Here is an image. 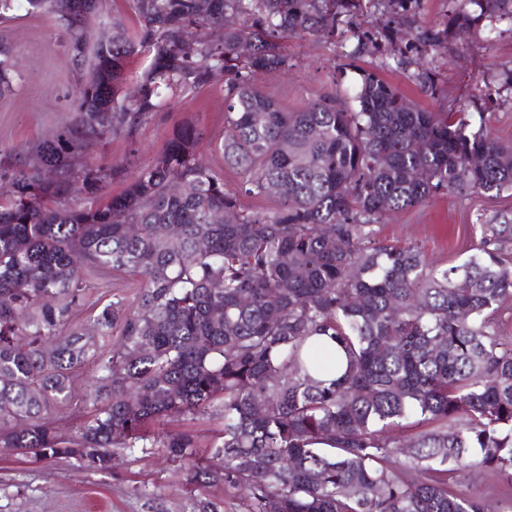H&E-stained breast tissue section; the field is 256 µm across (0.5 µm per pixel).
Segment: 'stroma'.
Returning <instances> with one entry per match:
<instances>
[{
  "label": "stroma",
  "mask_w": 512,
  "mask_h": 512,
  "mask_svg": "<svg viewBox=\"0 0 512 512\" xmlns=\"http://www.w3.org/2000/svg\"><path fill=\"white\" fill-rule=\"evenodd\" d=\"M11 15L10 21L0 22V42L10 46L13 64L12 86L0 94V172L18 168L32 146L56 139L79 120L75 105L81 73L68 61L63 29L51 15L28 13L25 0H16ZM445 38L444 48L422 55L426 66L437 72L435 96L422 93L399 71L388 72V81L431 111L482 113L485 129L512 144V87L504 83L505 73L512 71V32L496 35L483 26L471 30L452 26ZM286 49L288 70L262 76L259 83L284 107L295 110L320 95L340 94L357 85L360 69H372L392 55L394 47L380 42L378 51L357 62L310 36L289 39ZM185 124L201 134L200 159L212 168L221 167L216 144L224 135V94L214 84L188 95L169 96L164 106L147 114L130 132L87 139L72 156L71 169L77 175L89 169H117V176L104 181L99 191L101 198H109L151 163L173 131ZM503 212L512 213V191L495 198L438 195L420 208L386 216L375 232L392 245L419 246L435 263L457 265L475 253L481 225L493 223ZM78 375L80 394L53 413L56 427L66 436L76 435L94 410L84 397L94 370L85 366ZM223 426L224 416L215 407L202 415H177L152 424L150 435L192 433L199 439L197 453L204 460L211 436ZM460 486L491 496L500 512H512V486L500 478L472 471L461 475ZM206 502L216 503L218 512H247L239 492L191 483L182 462L153 448L115 455L111 468L102 471L78 457L38 459L30 452L0 447V512H199Z\"/></svg>",
  "instance_id": "stroma-1"
}]
</instances>
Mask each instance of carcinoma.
<instances>
[{
  "label": "carcinoma",
  "instance_id": "1",
  "mask_svg": "<svg viewBox=\"0 0 512 512\" xmlns=\"http://www.w3.org/2000/svg\"><path fill=\"white\" fill-rule=\"evenodd\" d=\"M69 33L84 66L85 30L100 0H25ZM414 0H132L139 27L112 20L94 48L66 139L38 144L3 175L0 203V444L44 458L78 456L97 470L115 452L162 448L190 480L242 492L248 512H489L452 488L462 468L512 482V218L481 225V246L459 265L384 244L374 225L439 194L498 197L512 190V144L457 112H431L381 71L418 67L399 52L364 71L347 110L331 97L288 111L255 84L288 70L284 43L312 36L369 52L354 18L395 16ZM462 29L512 28V0H460ZM153 53L135 99H120L128 60ZM0 47V92L10 88ZM223 83L224 167L233 190L197 156L199 131L181 126L152 163L107 202L60 209L72 191L92 196L108 174L76 180L70 155L89 134L127 131L174 92ZM272 209L246 208L241 198ZM141 276L93 319L71 323L87 277ZM117 337L112 352L101 342ZM312 336L342 347L344 375L313 377ZM91 362L96 413L73 440L46 422ZM224 413L217 462L176 433L145 444L144 428L171 415ZM413 422L426 429L397 433Z\"/></svg>",
  "mask_w": 512,
  "mask_h": 512
}]
</instances>
